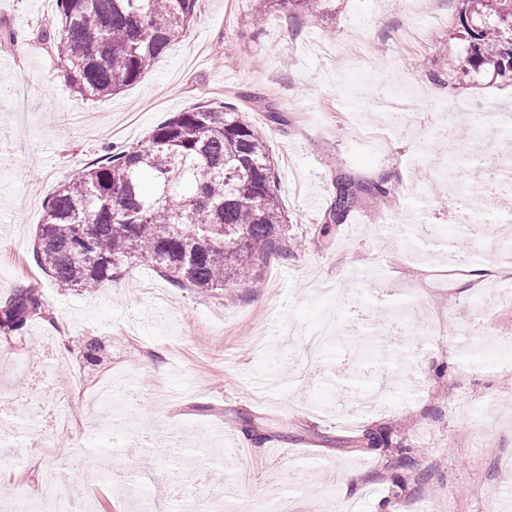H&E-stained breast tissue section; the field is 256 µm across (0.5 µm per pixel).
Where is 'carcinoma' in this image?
<instances>
[{"instance_id":"cac0c4a2","label":"carcinoma","mask_w":512,"mask_h":512,"mask_svg":"<svg viewBox=\"0 0 512 512\" xmlns=\"http://www.w3.org/2000/svg\"><path fill=\"white\" fill-rule=\"evenodd\" d=\"M55 41L74 91L101 100L134 84L180 40L196 0H55ZM467 60L512 70V0H480ZM362 189L336 186L329 220L343 223ZM287 217L260 130L234 106L199 105L156 126L143 144L112 153L62 184L46 205L34 260L60 288L89 290L145 260L174 286L224 290L286 255ZM42 309L20 285L0 302V329L21 330Z\"/></svg>"}]
</instances>
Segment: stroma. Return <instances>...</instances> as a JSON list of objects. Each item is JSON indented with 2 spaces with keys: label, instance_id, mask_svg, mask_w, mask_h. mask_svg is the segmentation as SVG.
Wrapping results in <instances>:
<instances>
[{
  "label": "stroma",
  "instance_id": "stroma-1",
  "mask_svg": "<svg viewBox=\"0 0 512 512\" xmlns=\"http://www.w3.org/2000/svg\"><path fill=\"white\" fill-rule=\"evenodd\" d=\"M260 0H198L186 35L137 83L104 100L73 92L41 29L56 24L55 0H0V300L25 284L41 312L21 331L0 332V474L17 476L15 499L50 482L83 485L104 512H172V493L205 494L224 512L270 501L288 512H499L512 496V358L477 350L460 326L512 339V303L484 299L491 282L512 289V260L494 240L485 275L452 276L446 288L408 300L410 286L436 279L387 228L447 222L444 206L418 210L405 194L440 182L437 167L413 164L416 150L439 158L469 143L438 142L417 125L382 147L353 133L371 96L411 73V111L439 101L512 110V72L472 70L460 22L465 0H326L312 11L269 9ZM225 103L247 112L278 165L288 216V256L260 262L256 279L223 291L173 286L148 262L92 291L58 288L33 257L47 200L107 151L144 141L179 112ZM283 115L271 122L269 113ZM385 182L389 195H362L341 224L327 216L336 180ZM410 305L437 337L410 336L412 360L348 364L340 376L299 378L300 356L323 318L342 334L387 343L385 309ZM98 339V362L79 347ZM399 368L400 385L370 403L358 375ZM356 408L353 424L340 417ZM64 423L46 447L49 421ZM390 430L393 447L369 448L365 433ZM133 471L105 482L102 449ZM353 482H344V475Z\"/></svg>",
  "mask_w": 512,
  "mask_h": 512
}]
</instances>
